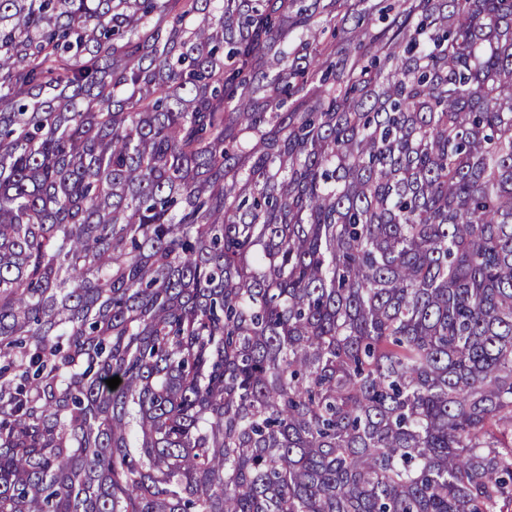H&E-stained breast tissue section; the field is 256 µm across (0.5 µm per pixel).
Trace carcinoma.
<instances>
[{"instance_id":"carcinoma-1","label":"carcinoma","mask_w":512,"mask_h":512,"mask_svg":"<svg viewBox=\"0 0 512 512\" xmlns=\"http://www.w3.org/2000/svg\"><path fill=\"white\" fill-rule=\"evenodd\" d=\"M0 512H512V0H0Z\"/></svg>"}]
</instances>
